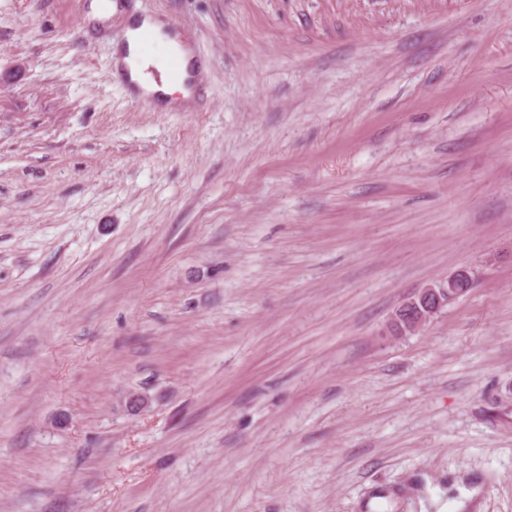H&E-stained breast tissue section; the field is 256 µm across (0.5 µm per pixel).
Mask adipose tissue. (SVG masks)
<instances>
[{
    "label": "adipose tissue",
    "instance_id": "obj_1",
    "mask_svg": "<svg viewBox=\"0 0 512 512\" xmlns=\"http://www.w3.org/2000/svg\"><path fill=\"white\" fill-rule=\"evenodd\" d=\"M154 40L165 45L166 53L156 57L143 50L146 40ZM181 56L184 61L178 78L168 75L169 56ZM117 67L126 75L127 81L139 94L154 97L163 107L177 103H187L193 96V73L190 63L192 52L176 42L165 24L150 17L131 19L127 28L126 41L114 50Z\"/></svg>",
    "mask_w": 512,
    "mask_h": 512
}]
</instances>
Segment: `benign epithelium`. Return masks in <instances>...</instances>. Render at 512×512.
I'll use <instances>...</instances> for the list:
<instances>
[{"label":"benign epithelium","instance_id":"benign-epithelium-1","mask_svg":"<svg viewBox=\"0 0 512 512\" xmlns=\"http://www.w3.org/2000/svg\"><path fill=\"white\" fill-rule=\"evenodd\" d=\"M474 286L464 280V270L448 275L444 284H427L405 298L391 317L389 328L395 336L421 331L437 314L456 303Z\"/></svg>","mask_w":512,"mask_h":512}]
</instances>
